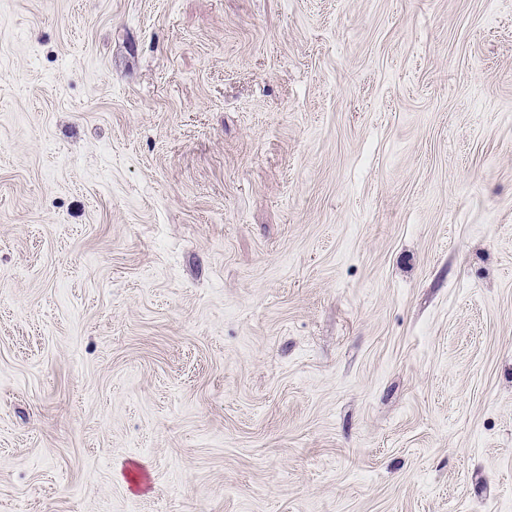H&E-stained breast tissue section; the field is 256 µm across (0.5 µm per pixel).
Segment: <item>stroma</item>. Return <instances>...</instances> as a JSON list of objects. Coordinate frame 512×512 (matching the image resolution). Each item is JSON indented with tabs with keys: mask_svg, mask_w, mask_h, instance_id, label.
<instances>
[{
	"mask_svg": "<svg viewBox=\"0 0 512 512\" xmlns=\"http://www.w3.org/2000/svg\"><path fill=\"white\" fill-rule=\"evenodd\" d=\"M0 512H512V0H0Z\"/></svg>",
	"mask_w": 512,
	"mask_h": 512,
	"instance_id": "35a3bbf8",
	"label": "stroma"
}]
</instances>
